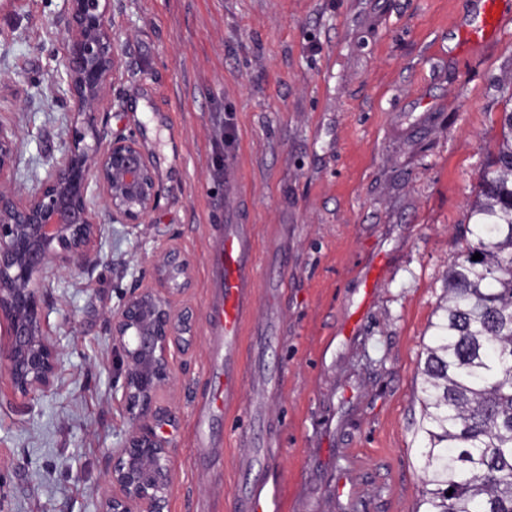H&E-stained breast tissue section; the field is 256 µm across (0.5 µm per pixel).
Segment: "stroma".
<instances>
[{"instance_id":"35a3bbf8","label":"stroma","mask_w":512,"mask_h":512,"mask_svg":"<svg viewBox=\"0 0 512 512\" xmlns=\"http://www.w3.org/2000/svg\"><path fill=\"white\" fill-rule=\"evenodd\" d=\"M470 0H116L122 69L100 116L139 141L163 188L149 222L102 230L90 265L44 275L61 349L51 390L17 407L0 387V512H99L131 420L108 316L153 283L156 247L192 259L181 306L193 348L161 392L175 478L169 512H239L263 477L273 512H416L424 348L468 203L512 99V32L454 53ZM66 0H0V123L15 182L39 186L72 102ZM235 138L224 142V115ZM235 161L230 179L218 156ZM253 225L258 279L235 401L196 447L214 291L205 264L219 202ZM268 467L240 470L243 458Z\"/></svg>"}]
</instances>
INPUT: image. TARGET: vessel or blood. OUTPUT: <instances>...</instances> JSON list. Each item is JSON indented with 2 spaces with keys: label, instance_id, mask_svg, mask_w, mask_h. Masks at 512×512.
I'll return each instance as SVG.
<instances>
[{
  "label": "vessel or blood",
  "instance_id": "b4317fda",
  "mask_svg": "<svg viewBox=\"0 0 512 512\" xmlns=\"http://www.w3.org/2000/svg\"><path fill=\"white\" fill-rule=\"evenodd\" d=\"M499 4L500 0H472L469 16L457 26L456 49L460 54L487 50L512 28V16L502 12ZM255 253L252 225L230 221L224 224L207 255L212 285L221 300V308L212 322L207 374L227 402L237 393L244 318L257 279ZM214 415L213 407L198 409L194 418L197 447H209V427Z\"/></svg>",
  "mask_w": 512,
  "mask_h": 512
}]
</instances>
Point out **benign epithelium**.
Masks as SVG:
<instances>
[{
	"mask_svg": "<svg viewBox=\"0 0 512 512\" xmlns=\"http://www.w3.org/2000/svg\"><path fill=\"white\" fill-rule=\"evenodd\" d=\"M111 9L112 0H68L64 71L72 119L65 148L37 189L14 183L15 142L0 123V326L8 336L0 347V379L23 405L50 390L60 359L38 278L87 261L101 233L90 188L112 221L133 228L147 223L162 192L138 141L107 140L99 125L120 70L119 33L107 22ZM153 277L152 286L134 290L109 314L121 402L133 425L110 455L101 512H168L171 448L156 431L164 420L156 403L173 384L175 357L193 345L194 314L176 306L191 287L193 262L163 244L153 256Z\"/></svg>",
	"mask_w": 512,
	"mask_h": 512,
	"instance_id": "obj_1",
	"label": "benign epithelium"
}]
</instances>
